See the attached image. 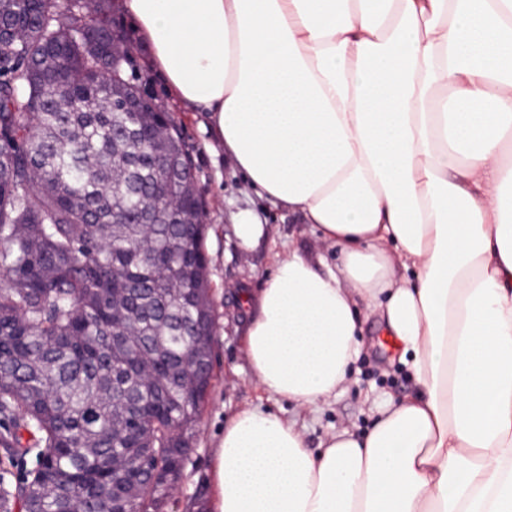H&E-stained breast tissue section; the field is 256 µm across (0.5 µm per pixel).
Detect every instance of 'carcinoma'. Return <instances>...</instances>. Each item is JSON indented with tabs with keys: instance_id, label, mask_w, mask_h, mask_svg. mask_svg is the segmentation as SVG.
<instances>
[{
	"instance_id": "cac0c4a2",
	"label": "carcinoma",
	"mask_w": 512,
	"mask_h": 512,
	"mask_svg": "<svg viewBox=\"0 0 512 512\" xmlns=\"http://www.w3.org/2000/svg\"><path fill=\"white\" fill-rule=\"evenodd\" d=\"M109 0H0V512H103L199 421L213 319L204 207L181 129L129 75ZM125 458L127 468L115 466ZM20 445L19 453L12 457H7L4 448L0 445V474L5 470L11 476L13 484L26 480L27 474L35 467L34 454L23 453L24 448H32L34 440L32 436L24 430L19 431Z\"/></svg>"
}]
</instances>
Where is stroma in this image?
I'll use <instances>...</instances> for the list:
<instances>
[{
	"label": "stroma",
	"instance_id": "35a3bbf8",
	"mask_svg": "<svg viewBox=\"0 0 512 512\" xmlns=\"http://www.w3.org/2000/svg\"><path fill=\"white\" fill-rule=\"evenodd\" d=\"M125 0H113L112 18L124 28L132 43L134 68L140 83L171 113L191 147L199 193L204 205V251L208 260L214 319V379L201 420L190 440L183 476L170 492L164 512H203L215 495L211 463L219 446L227 418L256 402L258 391L244 356L239 308L240 290L262 288L272 273L271 242H293L306 252H322L337 258V251L320 243L310 225L286 210L268 206L251 193L232 162L215 155L210 147L207 113L189 108L170 94L164 76L154 67L151 55L133 27ZM243 208L256 209L270 228V237L251 251L237 247L233 215ZM363 353L350 387L321 412L295 408L287 401H270L275 412L296 418L303 427L310 448H317L327 433L366 423L364 396L368 391L387 392L402 398L413 393L414 385L396 364L395 350L383 349V334L374 321L362 324Z\"/></svg>",
	"mask_w": 512,
	"mask_h": 512
}]
</instances>
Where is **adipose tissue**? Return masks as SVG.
<instances>
[{"label":"adipose tissue","instance_id":"ef3b65f1","mask_svg":"<svg viewBox=\"0 0 512 512\" xmlns=\"http://www.w3.org/2000/svg\"><path fill=\"white\" fill-rule=\"evenodd\" d=\"M290 244L245 293L268 396L321 411L376 317L415 392L307 448L257 403L224 424L211 512H512V0H126Z\"/></svg>","mask_w":512,"mask_h":512}]
</instances>
